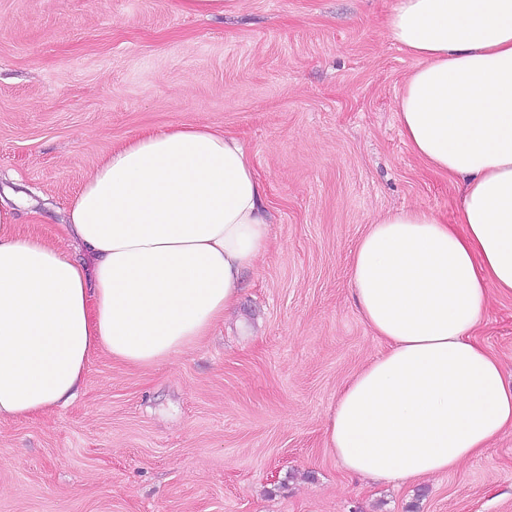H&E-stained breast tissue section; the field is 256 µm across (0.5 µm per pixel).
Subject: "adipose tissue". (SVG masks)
<instances>
[{
	"instance_id": "ef3b65f1",
	"label": "adipose tissue",
	"mask_w": 512,
	"mask_h": 512,
	"mask_svg": "<svg viewBox=\"0 0 512 512\" xmlns=\"http://www.w3.org/2000/svg\"><path fill=\"white\" fill-rule=\"evenodd\" d=\"M386 27L420 61L401 133L463 198L454 220L411 207L360 239L353 296L387 349L342 388L325 435L349 473L404 483L512 428V386L472 338L489 288L512 294V0H395ZM65 231L93 267L0 209V419L72 401L96 351L143 367L207 336L268 245L265 188L238 136L177 127L113 151Z\"/></svg>"
}]
</instances>
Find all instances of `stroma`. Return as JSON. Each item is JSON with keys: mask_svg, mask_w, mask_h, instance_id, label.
<instances>
[{"mask_svg": "<svg viewBox=\"0 0 512 512\" xmlns=\"http://www.w3.org/2000/svg\"><path fill=\"white\" fill-rule=\"evenodd\" d=\"M393 0H0V202L15 230L88 261L67 208L112 149L207 125L238 135L264 182L270 242L234 315L176 360L99 352L70 404L0 420V512H512V430L450 473L347 474L324 425L385 343L350 268L370 224L453 218L461 185L401 137L418 66L385 26ZM512 383V295L474 332ZM224 0H178V7L184 12L223 14L225 11Z\"/></svg>", "mask_w": 512, "mask_h": 512, "instance_id": "1", "label": "stroma"}]
</instances>
